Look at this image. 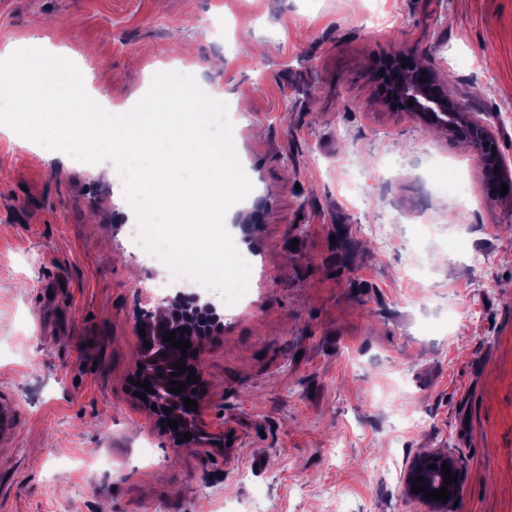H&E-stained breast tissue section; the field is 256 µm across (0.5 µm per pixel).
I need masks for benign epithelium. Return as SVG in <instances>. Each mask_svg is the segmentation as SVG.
I'll use <instances>...</instances> for the list:
<instances>
[{"label": "benign epithelium", "mask_w": 512, "mask_h": 512, "mask_svg": "<svg viewBox=\"0 0 512 512\" xmlns=\"http://www.w3.org/2000/svg\"><path fill=\"white\" fill-rule=\"evenodd\" d=\"M384 75L380 76L385 88V101L395 109H402L412 113L423 123L431 127L441 128L456 137H465L471 147L478 153L483 161L485 175L497 180L505 175V166L498 150L492 149L496 142L490 131V124L478 112L471 111L468 103L448 99L444 91V82L431 75L429 70L415 58L407 53L389 55L381 62ZM425 82H419V79ZM167 306L158 316H149L144 323L145 340L151 347L140 346L134 360V380L150 382L154 392L146 394L147 400L140 401L146 409L152 411L159 428L169 436L175 447L199 448L202 446V430L198 412L189 410V413L176 417L177 429L167 425L168 414L163 407L167 406L163 378L159 377L161 370L172 358L171 345L163 340L169 332L175 335L184 334L189 337L190 350L196 354L190 356V368L195 370L197 377L194 383V400H199L204 380L200 359L203 353L206 336L210 331H202L198 323L205 320L211 326H221L220 317L216 307L208 302L201 301L199 295L179 290L173 297L164 299ZM183 332H178V329ZM167 356H162V353ZM189 432L192 438L180 443L178 439ZM448 463L450 474L457 473V468L447 454L429 450L421 453L411 462L407 476V492H412L416 485L425 487V492L438 491L444 486V474L441 467ZM436 468L431 469L429 465Z\"/></svg>", "instance_id": "benign-epithelium-1"}]
</instances>
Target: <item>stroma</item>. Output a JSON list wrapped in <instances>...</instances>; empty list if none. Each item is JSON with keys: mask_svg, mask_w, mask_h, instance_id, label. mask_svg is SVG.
<instances>
[{"mask_svg": "<svg viewBox=\"0 0 512 512\" xmlns=\"http://www.w3.org/2000/svg\"><path fill=\"white\" fill-rule=\"evenodd\" d=\"M46 47L115 114L155 69L199 77L270 204L225 225L243 300L202 293L201 426L226 445L177 453L130 380L141 310L192 279L129 246L107 160L0 122V512H430L404 484L429 449L457 461L448 512H512V194L377 79L409 53L502 113L512 176V0H0V60Z\"/></svg>", "mask_w": 512, "mask_h": 512, "instance_id": "obj_1", "label": "stroma"}]
</instances>
